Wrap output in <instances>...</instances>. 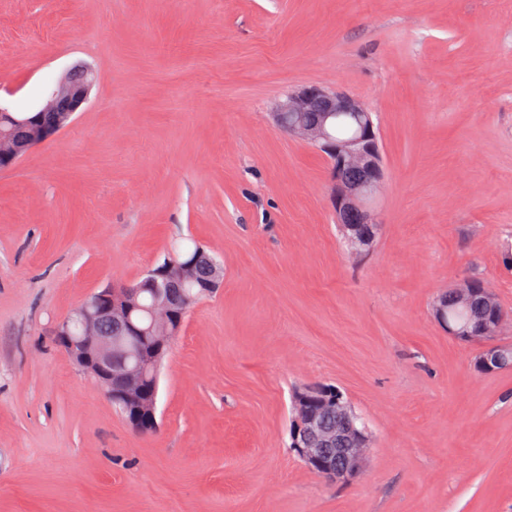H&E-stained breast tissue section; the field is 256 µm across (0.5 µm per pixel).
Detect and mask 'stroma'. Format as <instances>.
I'll return each instance as SVG.
<instances>
[{
	"mask_svg": "<svg viewBox=\"0 0 512 512\" xmlns=\"http://www.w3.org/2000/svg\"><path fill=\"white\" fill-rule=\"evenodd\" d=\"M76 64L82 112L0 168V512H512V369L434 305L479 277L512 313V10L503 0H0V105ZM363 102L385 188L346 253L288 91ZM191 238L224 265L135 434L53 340L90 292ZM339 390L363 473L293 452L292 393ZM503 344H492L486 346L481 351L480 365L495 372L498 368L509 366L512 361L511 346H502Z\"/></svg>",
	"mask_w": 512,
	"mask_h": 512,
	"instance_id": "1",
	"label": "stroma"
}]
</instances>
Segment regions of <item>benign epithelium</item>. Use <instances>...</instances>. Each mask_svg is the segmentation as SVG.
<instances>
[{
    "instance_id": "benign-epithelium-1",
    "label": "benign epithelium",
    "mask_w": 512,
    "mask_h": 512,
    "mask_svg": "<svg viewBox=\"0 0 512 512\" xmlns=\"http://www.w3.org/2000/svg\"><path fill=\"white\" fill-rule=\"evenodd\" d=\"M83 71L75 67L57 84L42 112H56L60 102H65V112L73 116L87 99L90 85L98 79L92 74L89 79L75 80L74 74ZM304 112H319L322 122L304 124L297 116ZM336 112H354L364 118L362 133L353 140L333 143L328 139L325 121ZM279 129L290 136L316 146L324 153L332 172L346 167L362 168L368 179L361 185L342 184L333 180L330 202L341 217L345 213L359 210L368 224H376L375 214L367 210L363 200L376 195L384 187V169L376 125L366 106L350 94L340 90H328L319 86H306L291 91L277 104L273 113ZM54 135L33 123L27 134L28 145L40 146ZM18 158V149L13 136L0 129V161L12 165ZM167 288L156 289L153 319L155 324L165 326L174 318ZM126 306L108 302L83 312L81 335H70L68 323L63 320L56 327V341L75 364L90 374L107 397H112L113 381H118L123 398L137 404L144 392V383L150 382L154 397L150 401L151 412H156L158 394V371L169 349L172 337L160 331L153 337L156 348L148 354H133L120 346L115 336L103 332V322H119ZM512 364V348L500 344L486 346L481 351L480 365L493 372ZM336 405V426L329 427L326 420L330 411L324 405L307 406L300 412L292 429L291 448L316 476L331 482H347L357 477L363 467V448L368 436L365 426L354 415L351 408L332 400Z\"/></svg>"
}]
</instances>
